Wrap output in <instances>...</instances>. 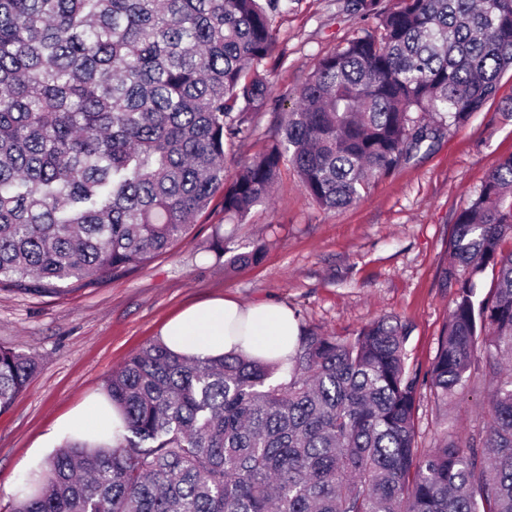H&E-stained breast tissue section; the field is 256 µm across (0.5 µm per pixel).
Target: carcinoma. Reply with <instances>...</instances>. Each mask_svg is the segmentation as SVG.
Listing matches in <instances>:
<instances>
[{"label": "carcinoma", "mask_w": 512, "mask_h": 512, "mask_svg": "<svg viewBox=\"0 0 512 512\" xmlns=\"http://www.w3.org/2000/svg\"><path fill=\"white\" fill-rule=\"evenodd\" d=\"M286 2L0 0V288L57 294L129 273L218 193L223 220L242 222L288 166L321 208L348 207L512 68V0H350L369 24L318 60L277 137L228 181L226 144L253 136L273 93ZM448 249L456 293L426 374L389 318L345 339L302 327L285 368L160 341L106 381L115 445L66 441L8 512H512V155ZM206 250L224 256L223 224ZM37 368L0 346V412ZM480 370L494 382L483 435L450 436L448 401ZM424 386L441 428L426 453Z\"/></svg>", "instance_id": "obj_1"}]
</instances>
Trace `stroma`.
<instances>
[{"label": "stroma", "instance_id": "1", "mask_svg": "<svg viewBox=\"0 0 512 512\" xmlns=\"http://www.w3.org/2000/svg\"><path fill=\"white\" fill-rule=\"evenodd\" d=\"M360 20L347 0H288L274 20L268 61L280 100L253 115L254 136L226 150L233 176L267 145L325 54L344 46ZM512 155V69L494 99L457 128L425 143L395 174L380 178L353 205L319 208L292 169L282 170L268 203L224 226L232 253L263 246L262 258L227 267L205 247L221 219L211 202L173 249L134 271L105 274L58 295L0 290V346L34 358L25 391L0 412V502L13 496L30 448L55 421L102 394L128 357L161 339L163 324L210 298L288 307L297 325L345 338L382 317L407 323L408 362L428 370L452 307L441 270L460 210L487 175ZM490 379L479 376L448 404V429L478 433L489 408Z\"/></svg>", "mask_w": 512, "mask_h": 512}]
</instances>
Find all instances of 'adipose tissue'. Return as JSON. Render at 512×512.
Segmentation results:
<instances>
[{"label":"adipose tissue","instance_id":"1","mask_svg":"<svg viewBox=\"0 0 512 512\" xmlns=\"http://www.w3.org/2000/svg\"><path fill=\"white\" fill-rule=\"evenodd\" d=\"M298 335L294 318L284 307L259 303L243 307L236 301L214 298L197 303L164 325V343L192 357L216 358L241 353L253 358L284 359ZM117 409L103 401H90L60 420L45 445L33 447L35 462H42L63 436L105 441L120 426Z\"/></svg>","mask_w":512,"mask_h":512}]
</instances>
